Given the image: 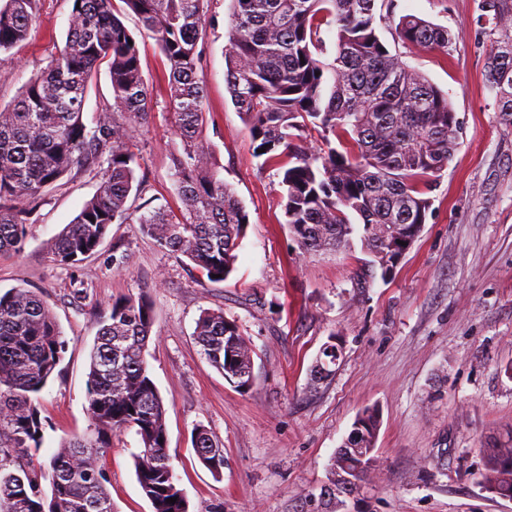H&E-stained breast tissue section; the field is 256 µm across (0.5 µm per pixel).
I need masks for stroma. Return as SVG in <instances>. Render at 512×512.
I'll use <instances>...</instances> for the list:
<instances>
[{
    "mask_svg": "<svg viewBox=\"0 0 512 512\" xmlns=\"http://www.w3.org/2000/svg\"><path fill=\"white\" fill-rule=\"evenodd\" d=\"M447 28V51L401 42L389 22L379 34L391 52L448 96L461 147L429 196L424 230L388 277L360 246L301 255L285 222L274 169H259L244 116L226 90L231 0H209L197 79L208 112L206 136L249 215L237 261L223 282L202 279L184 257L159 248L139 224H114L97 251L58 262L51 242L97 190L89 172L65 176L46 193L19 254L0 255V292L38 291L66 344L38 395L44 426L36 455L85 433L89 351L114 299L147 294L155 323L146 360L165 404L171 463L190 512H325L319 496L330 458L365 407L381 426L369 491L349 512H512V499L482 480L487 450L512 437V120L496 110L484 64L501 32L482 0H394ZM72 0H38L25 43L0 54V104L63 48ZM136 37L151 92L150 117L133 150L145 173L133 204L176 210L170 177L176 141L167 103L169 69L137 17ZM223 310L253 347L252 386L238 390L201 355L194 336L203 310ZM336 338L342 359L318 390L308 371ZM204 425L224 450L222 475L198 460L191 436ZM134 432L113 439L104 459L115 512H151L135 476Z\"/></svg>",
    "mask_w": 512,
    "mask_h": 512,
    "instance_id": "obj_1",
    "label": "stroma"
}]
</instances>
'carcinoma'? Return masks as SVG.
Returning <instances> with one entry per match:
<instances>
[{"label":"carcinoma","instance_id":"obj_1","mask_svg":"<svg viewBox=\"0 0 512 512\" xmlns=\"http://www.w3.org/2000/svg\"><path fill=\"white\" fill-rule=\"evenodd\" d=\"M36 2L0 0V53L27 39ZM122 2L169 66L168 105L180 139L172 179L182 207L127 206L144 183L130 142L150 104L138 42L112 0H72L64 49L14 104L0 107V254L22 251L26 224L47 188L74 169L99 168L96 194L54 240L59 261L83 260L111 225L135 222L208 281L223 282L235 269L249 218L204 135V91L195 73L208 0ZM232 2L226 88L245 117L259 169L277 170L286 224L301 254L337 252L357 234L371 266L387 276L391 256L420 237L431 207L426 193L459 148L448 97L381 40L377 20L385 16L376 14L377 0ZM483 9L502 32L486 55V82L497 111L512 120V10L505 0H483ZM328 32L335 34L331 60L323 58ZM396 32L403 42L448 50V29L421 17L400 16ZM103 64L112 103L89 126L84 102ZM313 131L321 143L316 154L304 147ZM153 323L147 295L112 302L89 353L90 432L62 440L41 463L30 454L43 438L36 401L65 344L40 295L28 288L0 294V512H114L103 454L112 438L129 430L139 437L135 474L153 512H188L165 442L164 402L144 356ZM195 336L224 379L243 391L251 387L253 350L236 321L222 310H206ZM338 360L319 352L309 389L331 379ZM379 423L375 407L354 421V451L344 463L360 480L372 469L367 449L375 447ZM192 443L200 462L222 473L224 449L204 426L194 428ZM46 476L48 494L41 485ZM482 479L512 492L511 441L490 449Z\"/></svg>","mask_w":512,"mask_h":512}]
</instances>
